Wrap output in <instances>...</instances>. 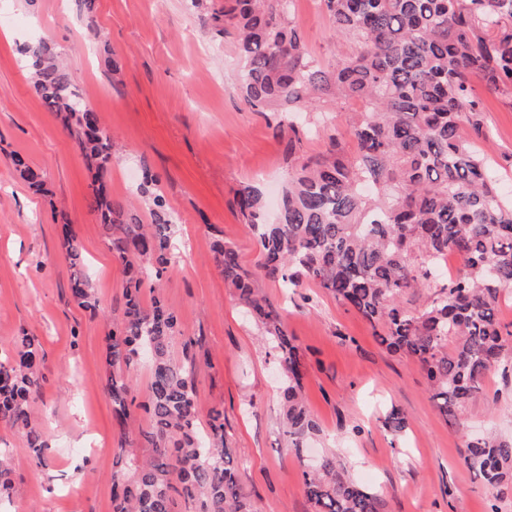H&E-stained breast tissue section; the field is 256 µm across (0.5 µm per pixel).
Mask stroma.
I'll return each instance as SVG.
<instances>
[{"label": "stroma", "mask_w": 512, "mask_h": 512, "mask_svg": "<svg viewBox=\"0 0 512 512\" xmlns=\"http://www.w3.org/2000/svg\"><path fill=\"white\" fill-rule=\"evenodd\" d=\"M213 0H0V351L33 336L44 353L34 405L50 447L33 459L24 434L0 424L12 457L13 491L0 512H112V476L130 473L145 447H125L105 389L107 338L121 318L128 276L113 259L90 206L91 174L56 113L33 91L21 53L32 34L52 39L76 89L101 116L115 147L113 197L134 201L144 172L158 180L175 224L172 263L155 296L177 311L183 335L171 352L183 360L193 340L201 417L224 413V433L243 492L257 512H313L301 478L305 463L336 453L345 472L376 493L380 512H512V481L486 486L464 464V430L512 439V368L487 372L469 401L465 427L430 398L423 370L390 353L371 325L311 280L285 288L260 279L303 354V393L318 425L306 448L287 447L280 424L286 377L279 359L224 283L213 243L233 245L247 268L259 246L234 205L241 185L257 181L276 219L288 179L285 143L275 134L289 112H256L243 101L232 38L209 24ZM294 23L311 57L328 66L351 55L318 0H295ZM472 85L492 137L484 143L505 192L512 194V95ZM355 103L322 99L302 113L297 154L324 152ZM23 156L39 171L34 192L11 165ZM68 220L85 254L99 303L79 307L70 290L59 224ZM407 418L400 434L384 418Z\"/></svg>", "instance_id": "stroma-1"}]
</instances>
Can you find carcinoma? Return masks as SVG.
I'll return each instance as SVG.
<instances>
[{
	"label": "carcinoma",
	"instance_id": "obj_1",
	"mask_svg": "<svg viewBox=\"0 0 512 512\" xmlns=\"http://www.w3.org/2000/svg\"><path fill=\"white\" fill-rule=\"evenodd\" d=\"M350 57L323 67L311 60L293 21L294 0H224L212 20L234 37L242 60L239 83L256 112L311 109L326 96L359 104L343 113L325 152L297 161V129L290 127L288 190L278 222L268 224L259 190L246 184L235 206L256 238L261 262L244 267L236 249L215 244L224 282L258 320L288 377L282 391V431L300 449L318 432L302 394V360L281 314L253 286L264 278L294 288L305 277L367 320L380 344L416 360L439 413L462 424L466 404L482 389L487 371L505 361L512 331L498 307L512 295V198L504 195L481 143L489 140L483 106L471 82L512 92V0H318ZM32 86L61 118L87 164L94 168L92 208L108 231V248L130 273L124 311L109 336L105 388L112 419L125 442L138 436L152 448L129 475H112L113 512H256L243 494L224 439V413L201 423L194 372L170 355L182 335L178 313L157 298L146 305L142 275L158 278L171 262L172 219L146 175V224L107 190L112 133L72 85L51 39L23 47ZM468 125L470 134L462 131ZM352 139L349 158L342 140ZM15 171L36 189L41 175L20 156ZM64 258L75 302L96 310L91 282L70 225H62ZM455 253L464 267L437 272ZM433 293L418 306L408 297ZM43 356L31 336L13 339L0 354V422L21 431L31 454L49 448L32 426L41 392ZM148 367L144 409L147 431L130 415L133 372ZM465 465L490 487L512 478V441L469 438ZM12 462L0 451V500L12 493ZM314 512H379L380 499L345 476L336 457L324 455L302 472Z\"/></svg>",
	"mask_w": 512,
	"mask_h": 512
}]
</instances>
